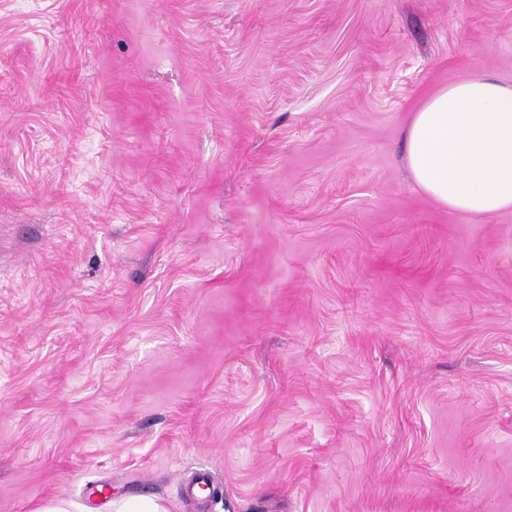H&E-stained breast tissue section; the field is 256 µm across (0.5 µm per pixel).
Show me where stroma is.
I'll use <instances>...</instances> for the list:
<instances>
[{"label":"stroma","mask_w":512,"mask_h":512,"mask_svg":"<svg viewBox=\"0 0 512 512\" xmlns=\"http://www.w3.org/2000/svg\"><path fill=\"white\" fill-rule=\"evenodd\" d=\"M474 76L512 0H0V512H512V212L403 159ZM109 508V512H169L160 499L150 496L118 498L110 502Z\"/></svg>","instance_id":"35a3bbf8"}]
</instances>
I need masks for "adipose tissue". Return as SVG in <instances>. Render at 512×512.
Segmentation results:
<instances>
[{
	"label": "adipose tissue",
	"mask_w": 512,
	"mask_h": 512,
	"mask_svg": "<svg viewBox=\"0 0 512 512\" xmlns=\"http://www.w3.org/2000/svg\"><path fill=\"white\" fill-rule=\"evenodd\" d=\"M406 168L440 206L512 211V82L477 76L449 84L414 112Z\"/></svg>",
	"instance_id": "obj_1"
}]
</instances>
